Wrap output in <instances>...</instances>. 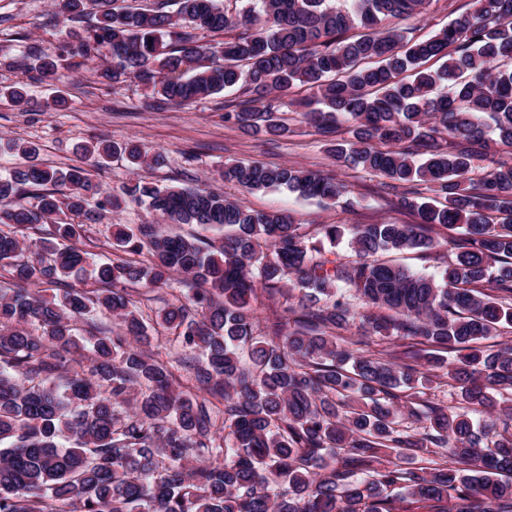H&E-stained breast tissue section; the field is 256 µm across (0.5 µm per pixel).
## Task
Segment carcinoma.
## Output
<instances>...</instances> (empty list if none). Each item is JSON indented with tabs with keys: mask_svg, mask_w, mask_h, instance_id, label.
<instances>
[{
	"mask_svg": "<svg viewBox=\"0 0 512 512\" xmlns=\"http://www.w3.org/2000/svg\"><path fill=\"white\" fill-rule=\"evenodd\" d=\"M116 0H54L69 33L57 56L28 46L9 66L53 84L62 67L93 66L101 83L138 79L158 110L240 88L224 119L255 136L293 133L283 109L311 92L304 118L345 136L340 167L383 179L415 224L353 228L355 258L336 252L342 224L317 235L289 216L257 211L207 187L138 181L123 196L81 167L37 161L32 143L9 150L24 165L0 172V512H512V343L481 342L512 327V0L474 8L426 39L396 20L431 0H168L153 9ZM229 34L203 41L196 31ZM355 34H349V31ZM444 60L431 70L425 63ZM27 83L0 88L20 105ZM98 164L124 155L160 168L133 143L88 142ZM224 180L248 192L285 188L354 205L347 186L294 165L237 162ZM31 195L36 203L23 202ZM174 224L230 229L216 248L161 224H115L114 258L70 244L125 198ZM462 229L437 275L374 259L432 254L438 230ZM91 274L97 287L47 297L38 286ZM192 297L156 313L178 360L210 398L187 390L152 349L128 291L175 277ZM362 302L354 311L352 300ZM106 311L119 332L95 325ZM396 337L378 354L342 344ZM449 356L444 357L442 353ZM440 372L458 389L449 410L418 385Z\"/></svg>",
	"mask_w": 512,
	"mask_h": 512,
	"instance_id": "obj_1",
	"label": "carcinoma"
}]
</instances>
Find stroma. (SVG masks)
Masks as SVG:
<instances>
[{"mask_svg":"<svg viewBox=\"0 0 512 512\" xmlns=\"http://www.w3.org/2000/svg\"><path fill=\"white\" fill-rule=\"evenodd\" d=\"M471 3L472 0H433L424 16L407 18L402 25L411 36L426 38L466 12ZM65 39L53 0H0V85L23 78L30 88L27 103L0 104V139L37 144L42 164L60 169L83 167L87 161L73 152L75 143L135 140L148 151H164L166 166L133 168L115 158L105 167L91 169L94 184L113 193L138 180L207 186L259 210L289 213L311 234L323 224L351 227L382 220L416 223L413 213L390 206L378 178L337 166L327 151L328 138L309 134L297 113L289 115L294 134L277 141L250 136L225 122L224 103L235 97L231 91L191 106L154 110L147 105L149 90L143 83L137 81L114 89L99 83L91 71L80 68L66 71L59 83L69 100L68 109L51 110L50 85L37 80L35 74L24 76L8 69L5 63L21 56L32 44L47 54H58ZM234 161H257L269 166L288 163L336 176L347 184L356 205L345 212L282 189L246 192L221 176L225 164ZM149 219L144 208L129 203L88 226L86 236L97 243L99 254L107 256L111 253L113 225L142 224Z\"/></svg>","mask_w":512,"mask_h":512,"instance_id":"1","label":"stroma"}]
</instances>
